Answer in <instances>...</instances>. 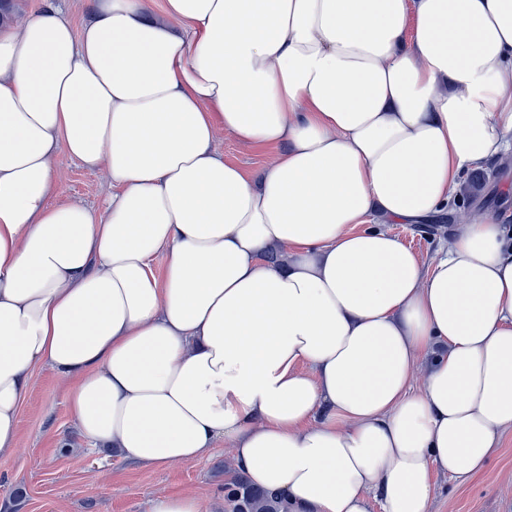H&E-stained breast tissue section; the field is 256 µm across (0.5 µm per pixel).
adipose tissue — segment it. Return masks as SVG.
<instances>
[{
  "label": "adipose tissue",
  "instance_id": "obj_1",
  "mask_svg": "<svg viewBox=\"0 0 512 512\" xmlns=\"http://www.w3.org/2000/svg\"><path fill=\"white\" fill-rule=\"evenodd\" d=\"M89 2L0 27V456L45 365L132 462L221 439L291 512H428L512 430V232L428 267L385 227L512 147V0ZM221 132L277 153L249 177ZM54 3L79 27L91 17L87 0H55ZM56 167L64 193L69 199L99 207L112 192V180L104 169H85L63 153L57 157Z\"/></svg>",
  "mask_w": 512,
  "mask_h": 512
}]
</instances>
